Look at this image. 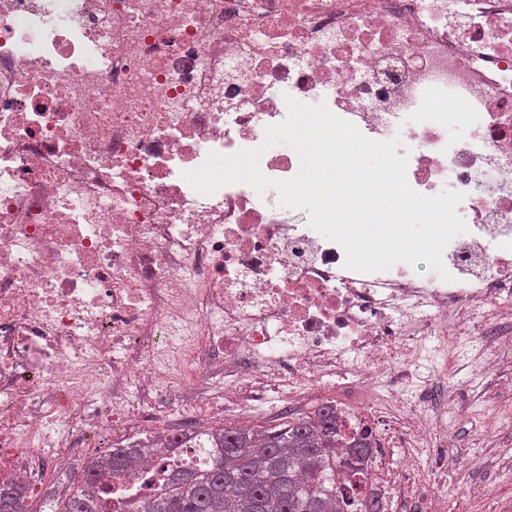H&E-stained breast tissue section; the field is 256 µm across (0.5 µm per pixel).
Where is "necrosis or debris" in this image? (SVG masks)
Instances as JSON below:
<instances>
[{"label":"necrosis or debris","mask_w":512,"mask_h":512,"mask_svg":"<svg viewBox=\"0 0 512 512\" xmlns=\"http://www.w3.org/2000/svg\"><path fill=\"white\" fill-rule=\"evenodd\" d=\"M450 95L477 117L461 134L424 114ZM291 99L398 140L418 194L463 193L451 281L348 269L276 189L185 180L256 148L294 177L296 151L264 145ZM510 327L512 0H0V479L37 487L39 461L176 393L237 417L318 398L344 438L399 449L386 483L347 484L392 500L452 436L449 371L511 369ZM426 347L432 384L402 402ZM196 457L151 455L112 496Z\"/></svg>","instance_id":"4bbe7bcc"}]
</instances>
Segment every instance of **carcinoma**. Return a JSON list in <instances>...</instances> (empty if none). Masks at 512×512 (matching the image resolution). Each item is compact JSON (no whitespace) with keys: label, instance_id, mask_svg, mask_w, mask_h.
Wrapping results in <instances>:
<instances>
[{"label":"carcinoma","instance_id":"carcinoma-1","mask_svg":"<svg viewBox=\"0 0 512 512\" xmlns=\"http://www.w3.org/2000/svg\"><path fill=\"white\" fill-rule=\"evenodd\" d=\"M336 408L321 404L280 429L226 425L203 436L178 432L162 451L198 448V464L173 471L144 500L123 502L125 512H344L336 493L342 477L371 467L374 443L361 440L336 457ZM148 444H114L88 459L82 485L69 494L61 512H105L112 508V480L136 476L135 464L148 456ZM26 486L0 484V512H27Z\"/></svg>","mask_w":512,"mask_h":512}]
</instances>
